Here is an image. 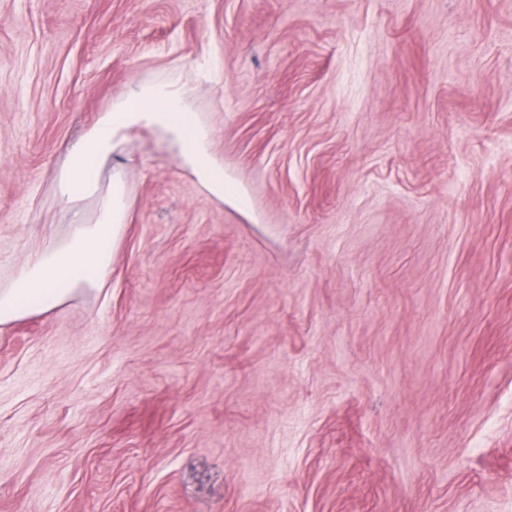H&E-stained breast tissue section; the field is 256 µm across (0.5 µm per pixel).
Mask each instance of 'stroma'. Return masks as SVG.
I'll list each match as a JSON object with an SVG mask.
<instances>
[{
    "label": "stroma",
    "mask_w": 512,
    "mask_h": 512,
    "mask_svg": "<svg viewBox=\"0 0 512 512\" xmlns=\"http://www.w3.org/2000/svg\"><path fill=\"white\" fill-rule=\"evenodd\" d=\"M102 291L0 329V512H512V0H0V286L173 67Z\"/></svg>",
    "instance_id": "stroma-1"
}]
</instances>
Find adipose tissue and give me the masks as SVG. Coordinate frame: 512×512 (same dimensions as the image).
Listing matches in <instances>:
<instances>
[{"label": "adipose tissue", "instance_id": "ef3b65f1", "mask_svg": "<svg viewBox=\"0 0 512 512\" xmlns=\"http://www.w3.org/2000/svg\"><path fill=\"white\" fill-rule=\"evenodd\" d=\"M191 97V87L176 74L160 82L132 83L67 152L55 182L72 215L70 232L56 245L33 247L0 289V327L53 310L81 289L106 286L114 248L128 222L130 193L120 173L107 176L103 170L139 130L158 133L211 196L240 202L212 148V131L193 111Z\"/></svg>", "mask_w": 512, "mask_h": 512}]
</instances>
